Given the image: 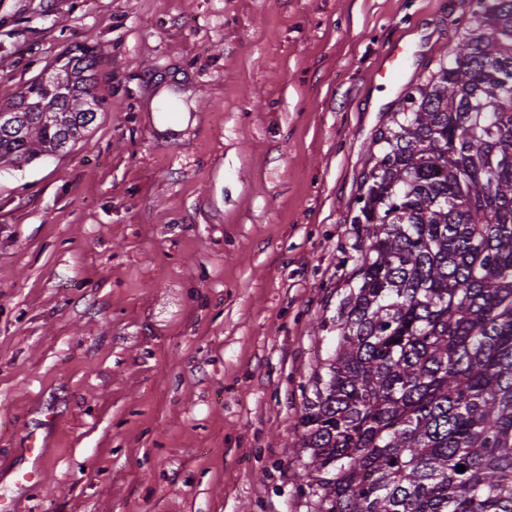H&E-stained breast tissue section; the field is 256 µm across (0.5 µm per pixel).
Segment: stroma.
I'll return each instance as SVG.
<instances>
[{
    "instance_id": "1",
    "label": "stroma",
    "mask_w": 512,
    "mask_h": 512,
    "mask_svg": "<svg viewBox=\"0 0 512 512\" xmlns=\"http://www.w3.org/2000/svg\"><path fill=\"white\" fill-rule=\"evenodd\" d=\"M469 0H0V96L100 57L89 131L0 165V501L310 512L375 133ZM399 49L397 81L377 70ZM41 484L18 487L29 442Z\"/></svg>"
}]
</instances>
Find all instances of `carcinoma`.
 <instances>
[{"mask_svg":"<svg viewBox=\"0 0 512 512\" xmlns=\"http://www.w3.org/2000/svg\"><path fill=\"white\" fill-rule=\"evenodd\" d=\"M457 38L369 147L356 286L295 424L313 512H512V0H471ZM98 65L65 51L12 94L1 165L82 138Z\"/></svg>","mask_w":512,"mask_h":512,"instance_id":"cac0c4a2","label":"carcinoma"}]
</instances>
